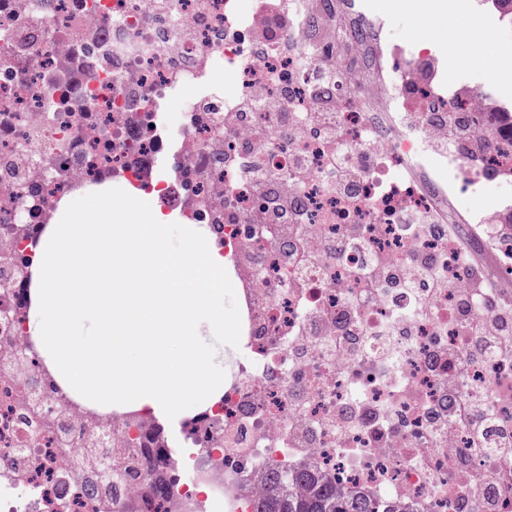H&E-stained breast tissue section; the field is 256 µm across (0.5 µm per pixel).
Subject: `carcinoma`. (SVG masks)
I'll return each mask as SVG.
<instances>
[{"label": "carcinoma", "instance_id": "1", "mask_svg": "<svg viewBox=\"0 0 512 512\" xmlns=\"http://www.w3.org/2000/svg\"><path fill=\"white\" fill-rule=\"evenodd\" d=\"M265 481L266 493L250 501L251 512H408L358 491L340 492L313 470H300L288 478L272 468Z\"/></svg>", "mask_w": 512, "mask_h": 512}]
</instances>
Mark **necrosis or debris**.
I'll return each mask as SVG.
<instances>
[{"mask_svg":"<svg viewBox=\"0 0 512 512\" xmlns=\"http://www.w3.org/2000/svg\"><path fill=\"white\" fill-rule=\"evenodd\" d=\"M381 27L361 0H0V512H246L274 465L512 512V200L481 213L488 307L401 174L438 141L463 189H512V115ZM110 181L207 225L236 278L234 372L170 435L76 402L27 331L41 233ZM477 323L498 331L461 377Z\"/></svg>","mask_w":512,"mask_h":512,"instance_id":"1","label":"necrosis or debris"}]
</instances>
